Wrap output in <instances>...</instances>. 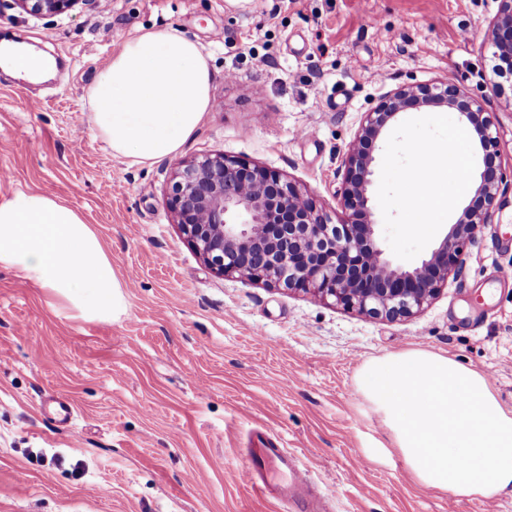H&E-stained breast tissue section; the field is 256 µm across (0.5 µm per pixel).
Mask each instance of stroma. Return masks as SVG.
<instances>
[{
    "label": "stroma",
    "instance_id": "stroma-1",
    "mask_svg": "<svg viewBox=\"0 0 512 512\" xmlns=\"http://www.w3.org/2000/svg\"><path fill=\"white\" fill-rule=\"evenodd\" d=\"M498 0H90L39 20L0 0V40L55 57V78L0 72V198L78 209L126 285L120 320L86 321L0 268V512H293L245 486L256 427L301 452L328 512H512V495L417 485L357 390L363 364L409 349L486 375L512 409V190L462 276L387 321L213 272L167 206L171 163L131 166L94 138L86 94L104 59L169 28L211 57L212 106L180 156L276 170L331 217L365 112L403 85L449 79L492 112L512 165V93L487 32ZM236 78H228V71ZM38 101L26 111L22 99ZM67 398L75 424L50 397ZM223 467H215V459Z\"/></svg>",
    "mask_w": 512,
    "mask_h": 512
}]
</instances>
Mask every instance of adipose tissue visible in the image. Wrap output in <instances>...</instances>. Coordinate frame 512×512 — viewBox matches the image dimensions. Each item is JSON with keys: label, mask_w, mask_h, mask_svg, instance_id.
I'll return each instance as SVG.
<instances>
[{"label": "adipose tissue", "mask_w": 512, "mask_h": 512, "mask_svg": "<svg viewBox=\"0 0 512 512\" xmlns=\"http://www.w3.org/2000/svg\"><path fill=\"white\" fill-rule=\"evenodd\" d=\"M0 68L35 80L54 63L6 41ZM211 85L199 43L171 29L139 32L98 71L88 92L91 132L131 165L176 157L209 110ZM0 268L38 284L80 319L116 321L127 310L125 285L95 232L78 209L50 195L0 200ZM357 386L418 485L459 497L512 492V410L480 371L410 349L367 361Z\"/></svg>", "instance_id": "ef3b65f1"}]
</instances>
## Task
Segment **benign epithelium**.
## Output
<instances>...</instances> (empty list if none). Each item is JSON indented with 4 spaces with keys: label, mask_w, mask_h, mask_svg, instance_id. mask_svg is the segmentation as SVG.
Listing matches in <instances>:
<instances>
[{
    "label": "benign epithelium",
    "mask_w": 512,
    "mask_h": 512,
    "mask_svg": "<svg viewBox=\"0 0 512 512\" xmlns=\"http://www.w3.org/2000/svg\"><path fill=\"white\" fill-rule=\"evenodd\" d=\"M37 19H52L89 0H11ZM495 57L512 62V0H499L488 31ZM448 108L460 114L483 153L474 197L437 246L404 266L385 254L368 187L374 151L396 117L408 110ZM498 132L480 101L452 81L400 86L364 113L343 162L336 223L296 183L277 172L222 153L175 163L168 206L187 242L218 275L332 301L370 317H411L461 275L465 249L478 242L500 192L508 186Z\"/></svg>",
    "instance_id": "1"
}]
</instances>
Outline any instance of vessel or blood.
<instances>
[{"instance_id": "vessel-or-blood-1", "label": "vessel or blood", "mask_w": 512, "mask_h": 512, "mask_svg": "<svg viewBox=\"0 0 512 512\" xmlns=\"http://www.w3.org/2000/svg\"><path fill=\"white\" fill-rule=\"evenodd\" d=\"M240 478L258 491L291 502L296 512H321L322 501L298 458L269 435H262L260 446L248 450Z\"/></svg>"}]
</instances>
